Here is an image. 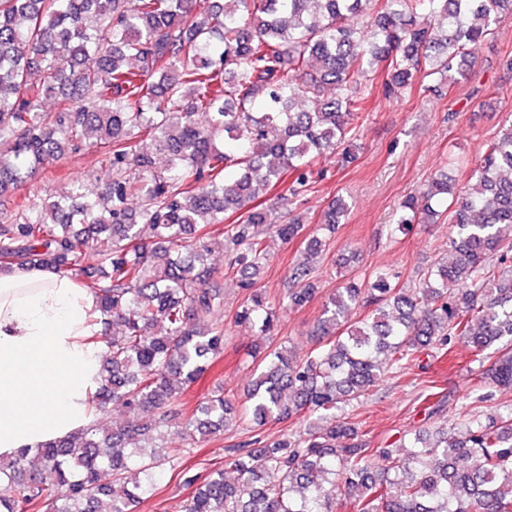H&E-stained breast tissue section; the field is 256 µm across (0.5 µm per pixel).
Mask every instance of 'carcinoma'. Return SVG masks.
Here are the masks:
<instances>
[{"label":"carcinoma","instance_id":"carcinoma-1","mask_svg":"<svg viewBox=\"0 0 512 512\" xmlns=\"http://www.w3.org/2000/svg\"><path fill=\"white\" fill-rule=\"evenodd\" d=\"M511 19L512 0H0V207L44 161L88 145L111 170L92 198L75 181L59 200L16 207L0 224V268L88 280L103 352L87 404L129 415L0 457V512H134L166 469L193 488L181 512H335L339 496L357 512H512V404L481 414L492 388H512V121L463 190L440 176L401 202L398 223L446 214L451 227V259L418 284L384 268L347 279L302 356L254 288L269 241L304 231L297 210L322 178L315 158L355 160L346 134L363 83L381 74L390 96L464 76ZM57 93L66 105L45 111ZM345 214L335 200L323 230ZM200 224L224 225L227 273L245 291L234 323L262 343L243 400L219 389L187 413L180 397L224 351V292ZM327 245L307 238L290 305L316 294L307 256ZM158 322L164 333L148 334ZM459 344L475 383L456 427L372 446L348 409L382 374ZM287 419L299 428L228 448L232 480L182 465L198 435ZM174 423L183 447L138 443L151 431L164 440Z\"/></svg>","mask_w":512,"mask_h":512}]
</instances>
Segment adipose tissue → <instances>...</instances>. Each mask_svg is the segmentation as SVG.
<instances>
[{"instance_id":"1","label":"adipose tissue","mask_w":512,"mask_h":512,"mask_svg":"<svg viewBox=\"0 0 512 512\" xmlns=\"http://www.w3.org/2000/svg\"><path fill=\"white\" fill-rule=\"evenodd\" d=\"M96 299L50 269L0 272V455L67 438L93 417Z\"/></svg>"}]
</instances>
